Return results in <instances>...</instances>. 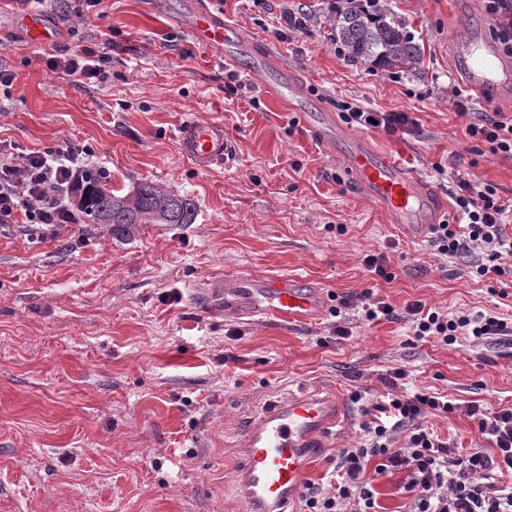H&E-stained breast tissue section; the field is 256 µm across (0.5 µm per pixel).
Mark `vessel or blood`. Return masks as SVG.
Listing matches in <instances>:
<instances>
[{
    "instance_id": "obj_1",
    "label": "vessel or blood",
    "mask_w": 512,
    "mask_h": 512,
    "mask_svg": "<svg viewBox=\"0 0 512 512\" xmlns=\"http://www.w3.org/2000/svg\"><path fill=\"white\" fill-rule=\"evenodd\" d=\"M186 29L195 40L220 49L224 65H234L232 44L244 34L212 12L206 0H189ZM36 42L47 46L54 32L35 14L18 16ZM464 66L478 94L492 97L512 82V59L496 49L471 45ZM183 153L207 168L229 154L230 140L221 123L192 120L180 131ZM342 166L357 179L408 238L428 237L431 226L424 215L420 184L392 157L372 150L360 140L347 142ZM213 292L224 299L228 318L274 316L285 322H306L325 306L320 287L287 275L239 274L213 280ZM345 416L344 402L336 395L302 391L269 404L244 438L236 485L247 512H288L302 493L312 460L332 447L336 429Z\"/></svg>"
}]
</instances>
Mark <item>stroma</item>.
Returning <instances> with one entry per match:
<instances>
[{
	"mask_svg": "<svg viewBox=\"0 0 512 512\" xmlns=\"http://www.w3.org/2000/svg\"><path fill=\"white\" fill-rule=\"evenodd\" d=\"M186 2L103 0L86 25L44 0L58 39L43 47L16 24L14 0H0V66L17 76L0 92V146L18 156L67 140L92 151L113 189L150 181L198 211L195 223L141 224L121 239L106 224L43 239L0 224V512H244L233 475L245 430L301 385L346 402L334 447L310 465L322 488L339 449L360 440L353 392L380 399L393 369L407 390L459 405L427 420L455 447L488 445L464 406L512 407V337L446 348L411 341L404 318L367 322L360 309L370 289L399 311L419 300L512 317V280H479L467 259L404 237L343 175L341 146L322 144L305 119L347 103L409 113L417 124L404 135L348 132L401 159L444 215L453 170L512 205V158L467 138L456 108L485 105L462 69L469 42L499 43L483 0H393L424 50L417 75L347 60L329 25L336 0H210L281 64L258 74L244 53L227 68L181 28ZM287 14L305 16L304 28L290 32ZM102 34L112 38L104 79L73 86L48 69L47 58ZM284 68L304 88L291 111L266 89ZM191 119L223 122L230 163L204 170L183 153L178 130ZM369 255L391 279L368 275ZM241 273L314 282L327 307L306 324L225 320L206 284Z\"/></svg>",
	"mask_w": 512,
	"mask_h": 512,
	"instance_id": "1",
	"label": "stroma"
}]
</instances>
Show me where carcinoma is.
I'll return each instance as SVG.
<instances>
[{
  "label": "carcinoma",
  "instance_id": "cac0c4a2",
  "mask_svg": "<svg viewBox=\"0 0 512 512\" xmlns=\"http://www.w3.org/2000/svg\"><path fill=\"white\" fill-rule=\"evenodd\" d=\"M329 19L332 35L344 55L364 66L386 72L416 74L423 52L408 22L392 0H336ZM77 206L86 224H110L112 236L130 235L138 224H193L194 201L169 193L150 181L138 183L124 195L112 189L101 171L85 175Z\"/></svg>",
  "mask_w": 512,
  "mask_h": 512
}]
</instances>
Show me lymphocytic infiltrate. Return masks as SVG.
Returning <instances> with one entry per match:
<instances>
[{
    "label": "lymphocytic infiltrate",
    "instance_id": "lymphocytic-infiltrate-1",
    "mask_svg": "<svg viewBox=\"0 0 512 512\" xmlns=\"http://www.w3.org/2000/svg\"><path fill=\"white\" fill-rule=\"evenodd\" d=\"M111 42L76 45L65 57H52L47 67L74 85L102 75ZM465 133L485 142L495 155L512 157V115L497 109L469 111L459 104ZM93 164L90 150L63 143L52 150L14 158L0 156V223L23 222L37 237L54 235L79 221L71 197ZM457 213L452 224L435 228L430 245L436 255L455 259L471 253L478 259L472 276L495 280L512 274V220L493 185L472 182L467 174H451ZM404 315L413 337L448 347L459 340L483 342L512 336V321L495 311L448 312L422 301L406 304ZM395 369L384 398L371 403L360 426L358 446L341 449L330 490L308 487L304 512H377L375 480L390 472L406 474L403 489L410 512H512V407L496 411L478 405L458 408L436 392L409 393ZM464 411L491 447L457 451L426 425L431 416Z\"/></svg>",
    "mask_w": 512,
    "mask_h": 512
}]
</instances>
